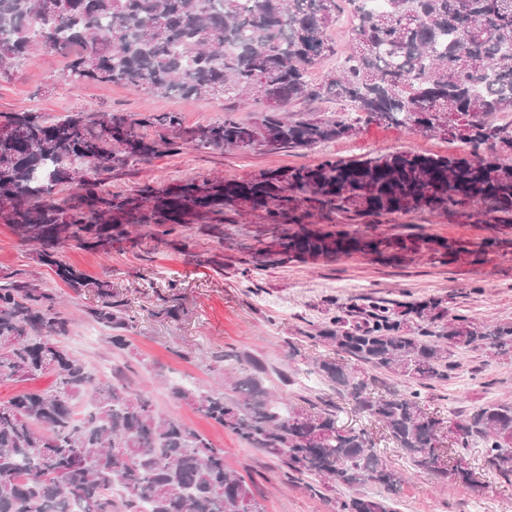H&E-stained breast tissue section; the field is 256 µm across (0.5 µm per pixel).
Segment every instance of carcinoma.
<instances>
[{
	"label": "carcinoma",
	"mask_w": 512,
	"mask_h": 512,
	"mask_svg": "<svg viewBox=\"0 0 512 512\" xmlns=\"http://www.w3.org/2000/svg\"><path fill=\"white\" fill-rule=\"evenodd\" d=\"M0 0V79L41 52L67 59L73 84L126 83L146 93L209 94L237 112L265 104L252 122L187 127L174 112L135 119L119 112H76L47 125L35 112L0 113V223L74 292L93 286L85 314L113 332L112 349L129 348L136 326L129 303L107 281L90 280L59 259L75 245L105 250L134 228L182 250L179 228L205 224L224 244L225 211L256 213L276 245L291 253L389 254L427 250L448 262L475 259L462 241L414 235L378 237L363 226L382 217L429 210L512 224V0ZM352 22L349 48L330 74L312 70L336 55L330 31L340 13ZM336 101L326 118L286 120L287 105ZM365 120L458 139L457 156L398 152L264 171L246 182L176 184L112 191L113 173L130 162L183 146L222 151L310 148L348 136ZM165 130L148 141L140 127ZM70 185L57 201V189ZM319 224L332 229L323 231ZM357 224L359 228L349 229ZM72 320L48 288L0 277V383L51 372L55 389L0 402V512H264L249 485L224 462V449L160 413L152 395L120 374H95L60 345ZM334 355L311 371L347 396L417 470L473 484L457 460L483 445L489 468L512 476V402L473 409L444 428L420 388L446 383L455 349L489 347L512 358V326L490 327L465 315L447 319L439 300L341 306L308 336ZM233 364L220 388L172 384L173 399L253 448L279 459L291 481L304 477L343 488L338 512H397L390 494L403 482L364 428L339 425L336 404L283 400L253 355L224 351ZM371 370L417 389L373 392ZM118 452H113V449ZM379 489L375 495L366 486Z\"/></svg>",
	"instance_id": "1"
}]
</instances>
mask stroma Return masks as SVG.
Returning a JSON list of instances; mask_svg holds the SVG:
<instances>
[{
	"instance_id": "stroma-1",
	"label": "stroma",
	"mask_w": 512,
	"mask_h": 512,
	"mask_svg": "<svg viewBox=\"0 0 512 512\" xmlns=\"http://www.w3.org/2000/svg\"><path fill=\"white\" fill-rule=\"evenodd\" d=\"M64 73V59L54 54L25 62L10 81L0 83V112H39L50 122L73 112H126L137 118L176 112L188 126L224 116L223 101L210 95L147 94L125 84L75 86ZM462 150L460 142L443 136L369 124L353 135L307 149H228L219 154L187 147L129 163L123 174L113 178L112 188L129 193L144 184L162 188L186 180L243 181L262 171L326 159L401 151L451 156ZM371 229L380 235L404 233L470 244L494 237L512 240V224L426 211L385 217ZM258 230L257 220L239 219L225 225L219 243L190 226L182 231L185 248L180 252L138 235L114 243L105 252L65 249L62 259L67 265L90 279L111 281L113 292L129 301L137 326L128 332L129 348L121 357L113 353L107 330L84 313L93 302L92 291L74 294L42 264L36 247L21 245L5 224H0V274L54 289L76 320L66 346L98 372L130 361L133 383L151 386L163 412L223 448L225 463L249 483L265 512H336L347 492L326 489L315 496L305 482L286 481L279 459L248 447L191 406L173 401L163 386L155 384L156 375L207 389L225 369V348L251 353L267 367L270 385H279L280 373H287L289 399L302 394L334 400L340 424L372 432L384 459L405 476L394 495L399 512H512V479L488 469L482 448H470L465 456L478 480L476 486L463 488L437 479L414 469L351 401L323 382L308 380L312 361L329 353L328 347L312 344L308 336L339 304H363L375 298L395 303L435 299L452 316L512 324V254L491 247L478 261L451 264L429 252L399 262L360 254L287 255L268 250L266 242L258 240ZM258 255L264 267L256 271L253 282H245L241 272ZM172 305L181 308L177 317L161 315V308ZM453 360L452 381L422 389L428 409L454 422L486 402L512 400V359L498 358L484 348L456 351Z\"/></svg>"
}]
</instances>
